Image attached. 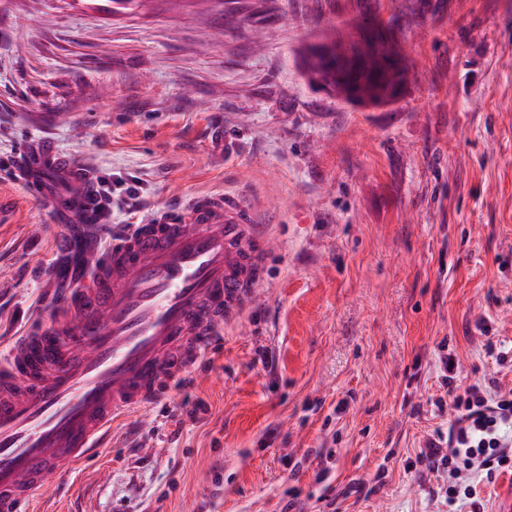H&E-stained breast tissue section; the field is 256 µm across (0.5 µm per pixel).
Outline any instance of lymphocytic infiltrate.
Masks as SVG:
<instances>
[{
  "mask_svg": "<svg viewBox=\"0 0 512 512\" xmlns=\"http://www.w3.org/2000/svg\"><path fill=\"white\" fill-rule=\"evenodd\" d=\"M512 395L488 394L481 386L466 389L448 387V440L428 441L417 458L419 465L437 467L448 473L449 500L459 496L472 498L473 508H480L471 487L463 486L462 474L479 470L492 478L512 471Z\"/></svg>",
  "mask_w": 512,
  "mask_h": 512,
  "instance_id": "lymphocytic-infiltrate-1",
  "label": "lymphocytic infiltrate"
}]
</instances>
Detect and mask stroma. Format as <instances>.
Instances as JSON below:
<instances>
[{
	"label": "stroma",
	"mask_w": 512,
	"mask_h": 512,
	"mask_svg": "<svg viewBox=\"0 0 512 512\" xmlns=\"http://www.w3.org/2000/svg\"><path fill=\"white\" fill-rule=\"evenodd\" d=\"M367 12L413 71L354 107L300 51ZM45 140L82 160L103 242L221 194L274 246L192 383L33 512H472L416 457L448 430L441 357L512 392V0H0V355L81 275L56 217L79 183L20 173ZM467 482L512 499V474Z\"/></svg>",
	"instance_id": "obj_1"
}]
</instances>
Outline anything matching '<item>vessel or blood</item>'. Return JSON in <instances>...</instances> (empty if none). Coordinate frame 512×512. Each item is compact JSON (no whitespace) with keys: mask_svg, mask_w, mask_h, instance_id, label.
I'll list each match as a JSON object with an SVG mask.
<instances>
[{"mask_svg":"<svg viewBox=\"0 0 512 512\" xmlns=\"http://www.w3.org/2000/svg\"><path fill=\"white\" fill-rule=\"evenodd\" d=\"M48 169L82 174L75 156L43 143L25 168L32 192L43 193ZM95 205L85 185L69 220ZM267 240L250 210L202 195L95 251L91 275L54 317L0 358V512L59 496L63 475L98 456L115 421L146 413L186 375L255 296Z\"/></svg>","mask_w":512,"mask_h":512,"instance_id":"vessel-or-blood-1","label":"vessel or blood"}]
</instances>
